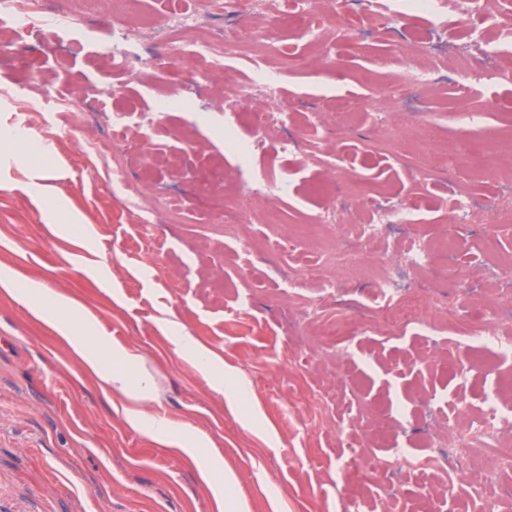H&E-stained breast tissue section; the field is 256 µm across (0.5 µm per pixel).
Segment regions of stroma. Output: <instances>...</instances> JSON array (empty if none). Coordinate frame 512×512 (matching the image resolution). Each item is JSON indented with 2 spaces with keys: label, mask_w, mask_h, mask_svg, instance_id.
I'll return each instance as SVG.
<instances>
[{
  "label": "stroma",
  "mask_w": 512,
  "mask_h": 512,
  "mask_svg": "<svg viewBox=\"0 0 512 512\" xmlns=\"http://www.w3.org/2000/svg\"><path fill=\"white\" fill-rule=\"evenodd\" d=\"M389 8L381 14L359 0H335L333 10L312 16L322 40L289 38V51L311 60L280 68V96L294 118L246 161L238 149L254 135L247 115L272 102L259 94L228 110L224 98L250 76L274 24L208 72L198 96L184 89L183 64L167 59L159 40L130 44L135 69L116 84L98 52L112 27L96 20L85 31L47 30L23 41L9 32L0 41V130L22 129L53 163L44 183L0 147V271L72 297L113 343L136 349L158 393L153 412L207 435L251 512H340L343 498L357 494L378 512L393 502L405 512L438 507L445 477L402 470L396 447L436 454L433 436L449 408L473 415L512 379V356L463 336L482 318L473 299L498 301L494 271L512 262V230L460 224L450 201L458 191L487 201L512 196V167L434 165L463 139L480 160L512 140V79L458 89L459 67L476 65L478 53L461 36L454 0L440 7L450 44L430 30L428 15L406 14L400 0ZM423 66L435 72L431 85L374 98L371 81L399 88L406 69ZM47 80L74 102H95L84 123L57 126L54 103L33 104ZM160 98L168 112L143 123ZM471 111L485 118L467 131L458 115ZM116 112L132 115L118 139ZM322 120L325 148L341 170L309 158L304 132ZM91 136L97 148L87 147ZM116 161L148 195L176 201L177 211L157 210L156 223L143 228L138 208L112 190ZM420 167L432 169L431 184L417 183ZM263 180L288 182L290 190L242 195L243 184ZM365 181L417 207L418 223L362 240L358 256L320 268L358 219ZM44 184L90 225L89 237L67 234L46 215ZM339 205L347 224H319ZM301 224L315 230L296 250L267 251L269 239ZM448 234L457 240L453 254L432 253L420 269L395 268L403 302H418L431 329L396 325L394 305L375 290L384 253ZM283 268L306 274L307 287L284 292ZM324 276L341 289L320 287ZM307 305L318 306L320 318L303 317ZM339 314L342 337L323 336ZM175 324L250 389L243 409L255 414L253 428L239 423L221 385L176 350ZM384 411L385 431L367 435L349 423L361 414L377 421ZM376 456L389 479L377 477ZM0 512H216L198 465L128 427L53 325L1 289Z\"/></svg>",
  "instance_id": "1"
}]
</instances>
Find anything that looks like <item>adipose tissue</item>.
<instances>
[{
    "label": "adipose tissue",
    "instance_id": "1",
    "mask_svg": "<svg viewBox=\"0 0 512 512\" xmlns=\"http://www.w3.org/2000/svg\"><path fill=\"white\" fill-rule=\"evenodd\" d=\"M15 292L28 301L38 316L53 320L57 333L67 341L79 362L121 399L123 418L131 429L151 439L173 443L185 457L197 459L200 448L207 444L206 437L199 432L177 431L167 417L150 412L156 392L136 349L113 344L109 337L101 335L95 323L63 293L37 282L17 285ZM173 342L202 372L223 381L230 407L249 399V389L225 374L223 365L194 336L178 330ZM200 474L218 512H250L247 502L232 493L237 478L225 466L223 456L210 455Z\"/></svg>",
    "mask_w": 512,
    "mask_h": 512
}]
</instances>
